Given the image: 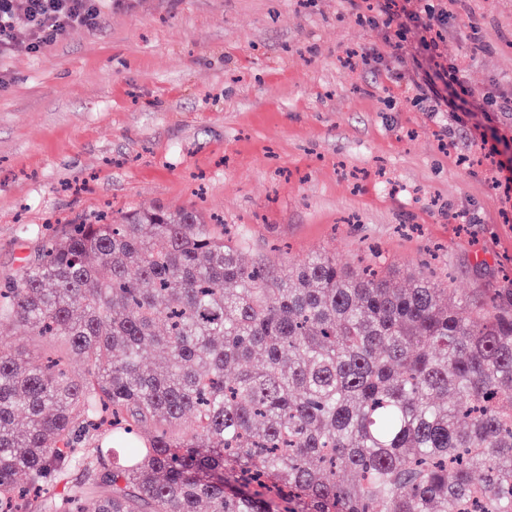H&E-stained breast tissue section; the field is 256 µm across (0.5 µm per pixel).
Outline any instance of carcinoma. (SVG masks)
I'll list each match as a JSON object with an SVG mask.
<instances>
[{
  "label": "carcinoma",
  "instance_id": "carcinoma-1",
  "mask_svg": "<svg viewBox=\"0 0 512 512\" xmlns=\"http://www.w3.org/2000/svg\"><path fill=\"white\" fill-rule=\"evenodd\" d=\"M240 251L160 207L44 240L0 288L62 347L0 342V512H512V291Z\"/></svg>",
  "mask_w": 512,
  "mask_h": 512
}]
</instances>
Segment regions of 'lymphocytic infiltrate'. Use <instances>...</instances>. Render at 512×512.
<instances>
[{
    "label": "lymphocytic infiltrate",
    "mask_w": 512,
    "mask_h": 512,
    "mask_svg": "<svg viewBox=\"0 0 512 512\" xmlns=\"http://www.w3.org/2000/svg\"><path fill=\"white\" fill-rule=\"evenodd\" d=\"M112 0H0V58L9 55L17 43H25L29 52L37 54L54 43L64 41L76 27L97 28ZM354 9L358 19L383 25L387 32V54L373 49L361 52L365 65L376 67L382 57L394 59L395 80H404L409 62L426 63L424 78L415 83L418 100L431 101L434 111H441L449 98H457L467 106L470 116L485 112H512V97L496 99L482 94L464 80L460 63L448 62L441 43L448 25V9L436 0H424L420 8H399L397 0H359ZM418 33L410 42L409 33Z\"/></svg>",
    "instance_id": "f902f5d3"
}]
</instances>
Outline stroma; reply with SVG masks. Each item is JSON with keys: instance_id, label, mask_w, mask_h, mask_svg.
Instances as JSON below:
<instances>
[{"instance_id": "35a3bbf8", "label": "stroma", "mask_w": 512, "mask_h": 512, "mask_svg": "<svg viewBox=\"0 0 512 512\" xmlns=\"http://www.w3.org/2000/svg\"><path fill=\"white\" fill-rule=\"evenodd\" d=\"M450 10L445 55L512 96V0ZM386 37L348 0H127L41 53L17 45L0 58V284L46 226L160 206L239 225L246 262L376 248L404 287L436 245L457 294L512 289V121L475 127L343 64Z\"/></svg>"}]
</instances>
